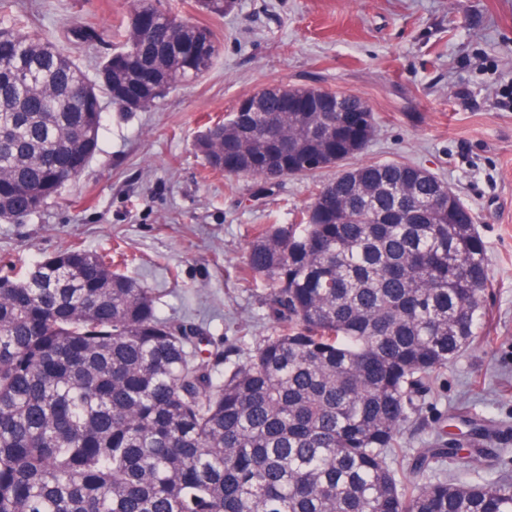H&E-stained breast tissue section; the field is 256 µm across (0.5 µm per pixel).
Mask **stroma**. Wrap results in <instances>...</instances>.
Returning a JSON list of instances; mask_svg holds the SVG:
<instances>
[{
    "label": "stroma",
    "instance_id": "obj_1",
    "mask_svg": "<svg viewBox=\"0 0 512 512\" xmlns=\"http://www.w3.org/2000/svg\"><path fill=\"white\" fill-rule=\"evenodd\" d=\"M162 9L208 26L220 46L212 68L139 112L105 109L86 170L40 213L0 222V266L33 263L76 243L121 245L124 271L150 288L162 317H192L244 361L275 333L263 319L265 283L241 274L254 226L288 224L335 178L328 167L266 189L211 171L193 147L211 121L271 85L350 94L376 119L349 166L405 163L446 183L472 211L488 258L487 342L434 376L393 459L405 471L438 430L460 433L459 409L501 423L512 474V0H235L224 16L200 0ZM133 0H0V18L54 41L88 72L110 54ZM96 32L86 42L77 27Z\"/></svg>",
    "mask_w": 512,
    "mask_h": 512
}]
</instances>
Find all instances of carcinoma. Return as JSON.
Returning <instances> with one entry per match:
<instances>
[{
  "label": "carcinoma",
  "instance_id": "cac0c4a2",
  "mask_svg": "<svg viewBox=\"0 0 512 512\" xmlns=\"http://www.w3.org/2000/svg\"><path fill=\"white\" fill-rule=\"evenodd\" d=\"M114 52L167 89L213 65L210 28L136 0ZM198 50L194 69L176 49ZM112 85L48 39L0 19V221L38 213L95 155ZM256 93L195 150L265 187L338 166L376 131L341 112ZM447 185L402 163L342 170L290 224L259 229L244 269L264 280L276 334L242 363L194 319L157 313L112 253L72 245L0 276V512H512V475L470 474L498 453V424L468 415L466 442L434 434L391 466L433 374L485 339L486 247L475 222L432 202ZM213 344L208 356L201 345Z\"/></svg>",
  "mask_w": 512,
  "mask_h": 512
}]
</instances>
